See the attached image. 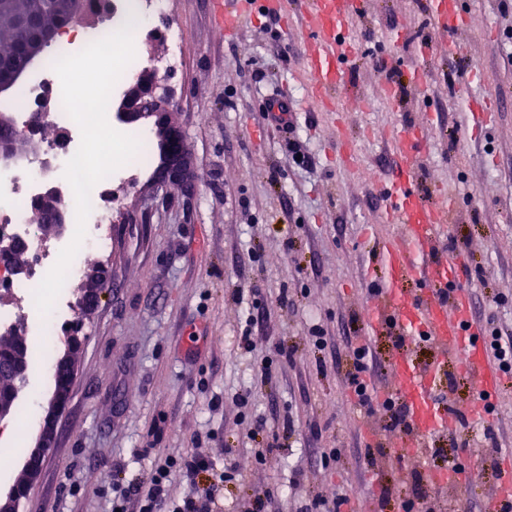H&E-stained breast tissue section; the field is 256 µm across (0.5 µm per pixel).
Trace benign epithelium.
<instances>
[{
  "instance_id": "benign-epithelium-1",
  "label": "benign epithelium",
  "mask_w": 512,
  "mask_h": 512,
  "mask_svg": "<svg viewBox=\"0 0 512 512\" xmlns=\"http://www.w3.org/2000/svg\"><path fill=\"white\" fill-rule=\"evenodd\" d=\"M62 7L70 13L69 22L81 21L88 10L101 16L112 14V0H77L75 3H64ZM41 8L23 17L18 27L24 37L21 51L8 58L0 59V97L7 96L13 90L27 82L33 72L38 69L42 51L59 33L60 29L40 23ZM177 108V103L167 89L161 87V80L151 63L142 65L122 90L118 99L112 103V112L116 120L125 125H141L146 120H153L151 130L162 143L167 158V170L159 178V185L170 191L183 192L194 180L183 145L181 132L171 125L168 115ZM50 111V103L42 100L37 112L33 114L29 126L16 129L13 133L0 137V165L18 163L41 151V140L37 138L42 126L46 124V114ZM60 192L51 174V168L42 169L40 199H59ZM44 219L55 228L58 236L69 232L68 209L61 203L44 214ZM28 251L23 240L17 239L0 247V259L4 260L10 272V278L20 279L27 274L29 262H19L15 254ZM80 305L86 315H91L103 293V280L92 270L82 274L79 284ZM84 337L78 333H70L66 338L64 358L65 372L55 380L54 390L48 403L43 419L41 434L36 448L22 469L19 483L7 494H0V512H18L19 502L24 498L34 480L45 457L52 448L54 422L64 408L72 385L76 358L83 345ZM12 376L23 387L26 382L23 345L15 347L7 361L0 362V373Z\"/></svg>"
}]
</instances>
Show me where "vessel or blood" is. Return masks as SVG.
<instances>
[{"label": "vessel or blood", "mask_w": 512, "mask_h": 512, "mask_svg": "<svg viewBox=\"0 0 512 512\" xmlns=\"http://www.w3.org/2000/svg\"><path fill=\"white\" fill-rule=\"evenodd\" d=\"M308 18V53L313 75V102L323 108H335V94L347 88V58L343 31L350 17L359 12L363 0H305ZM280 0H224V29L235 32L239 24L256 9L278 10ZM431 22L451 32L449 50H457L455 32L464 18L458 0H432ZM472 121L490 123L495 104L488 97H467ZM425 142L420 127L406 125L393 135L399 163L382 186L384 207L381 221L398 225L397 235L382 238L380 299L367 313L370 334L390 332L400 337L401 349L393 359L400 378V398L407 420L418 436L440 434L448 427V414L435 401V387L445 372L443 359L416 365L407 356L417 339L442 341L458 360L463 377L474 379L481 394L495 393L501 383L498 371L480 343L482 325L470 310V297L459 286L464 273L461 256H448L438 248L440 230L448 221L456 203L443 192L425 197L416 188L419 156ZM416 283L415 292L405 283Z\"/></svg>", "instance_id": "obj_1"}]
</instances>
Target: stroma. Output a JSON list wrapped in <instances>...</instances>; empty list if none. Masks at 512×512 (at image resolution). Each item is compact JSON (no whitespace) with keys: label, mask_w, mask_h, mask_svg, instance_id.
I'll return each mask as SVG.
<instances>
[{"label":"stroma","mask_w":512,"mask_h":512,"mask_svg":"<svg viewBox=\"0 0 512 512\" xmlns=\"http://www.w3.org/2000/svg\"><path fill=\"white\" fill-rule=\"evenodd\" d=\"M430 2L367 0L348 23L346 164L335 113L311 100L307 31L285 24L301 12L296 0H282V20L258 14L230 35L213 0H167L164 15L140 22L135 54L166 63L178 102L172 119L198 180L192 193H167L147 167L113 207L112 245L97 259L107 272L104 296L84 321L53 447L18 512H111L114 479L143 476L152 458L190 451L223 456V512H303L341 494L354 512H398L414 475L452 462L465 468L461 486L428 491V500L445 512H502L483 433L493 429L501 456H512V375L488 401L486 420H453L430 438L390 429L383 407L361 409L346 386L352 339L363 335L367 382L399 393L391 368L398 339L367 336L365 319L381 276L379 238L395 231L381 223L377 195L395 163L386 137L405 124L429 137L419 190L439 187L456 200L445 237L471 269L461 286L475 316L494 317L512 336V8L460 0L467 26L452 54L447 33L431 24ZM162 27L185 33L178 58L154 37ZM381 59L402 84L399 100L383 94ZM416 70L420 90L411 83ZM464 84L496 99L494 122H465L457 93ZM279 96L288 99L295 133L263 116ZM297 146L311 154V168L296 164ZM17 331L32 352L16 401L28 420L0 467V493L16 482L40 434L54 386L42 363L64 350L60 340L41 350L29 325ZM279 343L294 349L293 363H278ZM264 362L272 365L267 378ZM402 444L410 454L394 456ZM263 490L269 498L259 508L254 494Z\"/></svg>","instance_id":"35a3bbf8"}]
</instances>
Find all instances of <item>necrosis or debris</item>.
<instances>
[{
  "label": "necrosis or debris",
  "instance_id": "1",
  "mask_svg": "<svg viewBox=\"0 0 512 512\" xmlns=\"http://www.w3.org/2000/svg\"><path fill=\"white\" fill-rule=\"evenodd\" d=\"M26 93L27 108L19 115L20 123H29L38 100L51 99L57 109L49 113L47 121L55 126L58 136L47 141L42 156L31 158L21 165L0 167V242L24 237L33 254V262L27 275L22 280L10 284L11 293L16 298L15 303L0 306V329L11 327L20 321H30L37 324L42 335L57 336L62 334V326L41 318L34 303L33 293L55 265L60 248L58 245L43 242L39 227L27 223L26 218L28 213L33 211L35 198L39 193L38 174L43 159L52 161L56 183L64 199L73 201L74 193L64 177V170L67 161L80 145L81 133L78 125L61 105L62 95L57 88L53 69H46L44 78L27 88ZM114 182V177H107L91 191L92 209L86 221V236L69 266V276L79 274L97 254L108 247L109 239L103 226L109 221V196Z\"/></svg>",
  "mask_w": 512,
  "mask_h": 512
}]
</instances>
